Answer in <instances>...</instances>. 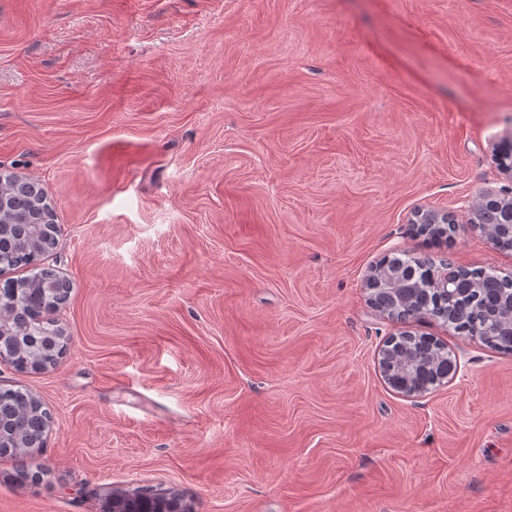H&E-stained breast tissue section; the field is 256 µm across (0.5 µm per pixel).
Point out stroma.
I'll use <instances>...</instances> for the list:
<instances>
[{"label":"stroma","mask_w":512,"mask_h":512,"mask_svg":"<svg viewBox=\"0 0 512 512\" xmlns=\"http://www.w3.org/2000/svg\"><path fill=\"white\" fill-rule=\"evenodd\" d=\"M510 130L512 0H0V172L70 285L56 361H0L50 417L0 512H512V353L366 288L406 253L512 272L467 210ZM406 330L456 379L393 390ZM383 275H385L386 279L392 277V273L384 274L383 268L381 266L380 267L377 266L371 271V274L368 277L369 288L374 291L372 298H371V303L380 312L393 317L395 314L394 309L396 308V306L399 303L405 302V300L408 297V294L411 293L412 288H409L408 286L403 287V288H394L390 292L374 288V284H376V283L379 284V280ZM377 290H378V292L379 291L386 292L385 299L387 301L385 303H381L377 300V298H376L377 296H375ZM434 354L438 356V350L434 349ZM437 363L439 364V375L435 377L433 385H424L419 391H411L410 385L406 374L395 367L394 360L386 359V348L381 350L379 364L382 372L390 384L395 390L403 393H422L430 390L434 386H440L453 380L459 373V364L456 356H452L448 352L445 356L437 357ZM143 498H151L153 495L143 494ZM141 497L112 495L113 512H184L177 498L156 497L155 499L142 500Z\"/></svg>","instance_id":"1"}]
</instances>
